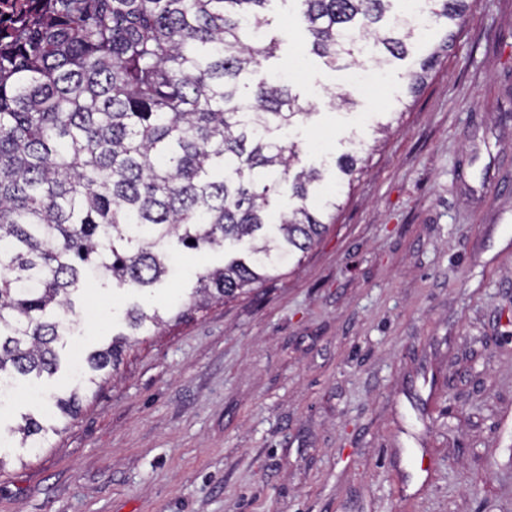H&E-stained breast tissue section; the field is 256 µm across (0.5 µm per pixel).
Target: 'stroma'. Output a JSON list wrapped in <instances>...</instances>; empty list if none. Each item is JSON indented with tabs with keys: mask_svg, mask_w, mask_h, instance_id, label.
Instances as JSON below:
<instances>
[{
	"mask_svg": "<svg viewBox=\"0 0 512 512\" xmlns=\"http://www.w3.org/2000/svg\"><path fill=\"white\" fill-rule=\"evenodd\" d=\"M267 15L286 41L248 79L300 64L302 167L334 182L361 147L335 224L258 289L203 306L196 273L225 253L178 249L152 289L164 324L130 337L47 447L0 448V512H512V0H471L415 95L443 28L361 91L310 53L297 0ZM139 300L89 278L57 372L18 378L0 427L36 391L56 415Z\"/></svg>",
	"mask_w": 512,
	"mask_h": 512,
	"instance_id": "1",
	"label": "stroma"
}]
</instances>
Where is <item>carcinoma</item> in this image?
Listing matches in <instances>:
<instances>
[{
  "label": "carcinoma",
  "mask_w": 512,
  "mask_h": 512,
  "mask_svg": "<svg viewBox=\"0 0 512 512\" xmlns=\"http://www.w3.org/2000/svg\"><path fill=\"white\" fill-rule=\"evenodd\" d=\"M270 0H39L0 32V383L57 370L74 324L72 294L89 274L148 290L169 278L175 238L245 256L196 273L203 301L230 300L305 254L333 223L336 195L297 168L284 131L312 113L290 84L246 75L275 55ZM310 51L335 66L403 59L423 36L395 0H297ZM430 23L460 27L467 0H423ZM359 158L344 153L339 172ZM287 196L295 206L269 215ZM131 330L163 322L126 312ZM126 339L87 358L117 369ZM78 391L57 400L61 417ZM61 432L25 415L12 433L42 448Z\"/></svg>",
  "instance_id": "carcinoma-1"
}]
</instances>
